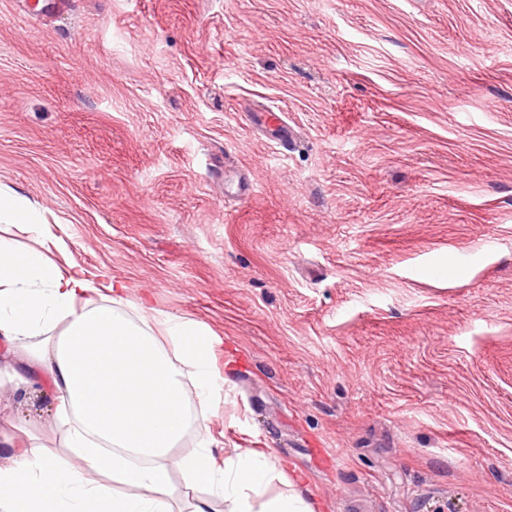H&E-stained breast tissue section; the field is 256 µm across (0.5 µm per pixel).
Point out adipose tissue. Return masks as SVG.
<instances>
[{"instance_id": "obj_1", "label": "adipose tissue", "mask_w": 512, "mask_h": 512, "mask_svg": "<svg viewBox=\"0 0 512 512\" xmlns=\"http://www.w3.org/2000/svg\"><path fill=\"white\" fill-rule=\"evenodd\" d=\"M0 223L34 246L0 236V338L31 340L28 364L43 369L67 426L69 459L29 436L0 465V512H174L170 472L191 423H204L218 387L196 321L152 318L123 284L66 260V240L44 211L0 187ZM212 440L179 463L189 482L223 498L228 512H316L295 483L269 494L276 465L244 450L216 460Z\"/></svg>"}]
</instances>
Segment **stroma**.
<instances>
[{
  "instance_id": "1",
  "label": "stroma",
  "mask_w": 512,
  "mask_h": 512,
  "mask_svg": "<svg viewBox=\"0 0 512 512\" xmlns=\"http://www.w3.org/2000/svg\"><path fill=\"white\" fill-rule=\"evenodd\" d=\"M36 3L0 0V185L209 332L173 460L207 434L317 512H512V0ZM20 366L0 440L68 458ZM251 118L255 122H260L270 129L271 136L277 141L280 147L288 149L292 145L291 132L288 130V125L284 124L273 113L267 116L252 114Z\"/></svg>"
}]
</instances>
